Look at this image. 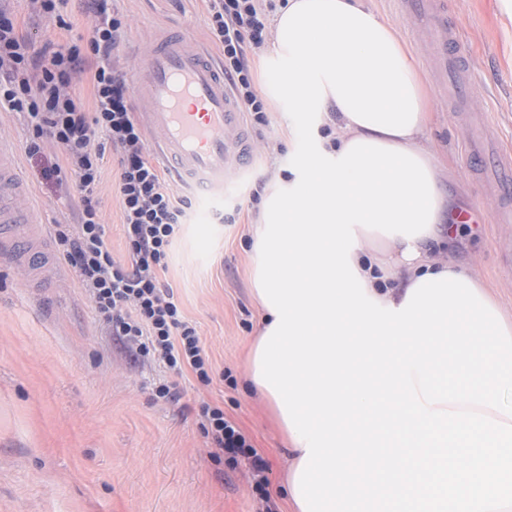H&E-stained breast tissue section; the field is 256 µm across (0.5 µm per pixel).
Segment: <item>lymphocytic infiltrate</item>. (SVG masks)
Segmentation results:
<instances>
[{"mask_svg":"<svg viewBox=\"0 0 512 512\" xmlns=\"http://www.w3.org/2000/svg\"><path fill=\"white\" fill-rule=\"evenodd\" d=\"M211 40L224 55V77L250 120L266 124L267 103L257 90L250 59L267 41L263 0H203ZM92 18L88 39L59 47L33 46L18 33L16 18L0 10V105L25 113L32 129L28 152L42 140L60 148L65 163L51 175L76 176L77 221L55 228L65 261L77 272L96 318L137 358L161 363L167 373L152 389L154 399H177L176 380L192 373L200 384L213 371L202 338L188 322L173 289L160 273L170 247L191 219L192 202L169 188L152 161L146 138L115 62L125 34L122 17L106 0H84ZM89 73L91 98L76 92L73 81ZM118 157L117 193L121 202L126 259H116L107 241L94 191L106 153ZM198 425L213 448L230 458L251 461L254 488L263 512H277L267 492L268 467L223 407L201 403Z\"/></svg>","mask_w":512,"mask_h":512,"instance_id":"obj_1","label":"lymphocytic infiltrate"}]
</instances>
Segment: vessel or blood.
<instances>
[{"mask_svg": "<svg viewBox=\"0 0 512 512\" xmlns=\"http://www.w3.org/2000/svg\"><path fill=\"white\" fill-rule=\"evenodd\" d=\"M409 7L417 21L430 22L432 43L443 56L444 73L458 77L454 101L469 123V165L488 189L512 196V153L484 138L483 114L469 110L475 89L460 59L448 52L449 45L457 41L455 32L447 23H431L434 0H410ZM132 86L144 104L141 119L158 136L156 150L203 200L221 199L226 188L245 179L253 157L249 127L223 76L199 46L183 37L160 42L134 74ZM20 187L11 148L0 141L1 261L17 256L29 239V225L39 221L35 212L17 205Z\"/></svg>", "mask_w": 512, "mask_h": 512, "instance_id": "b4317fda", "label": "vessel or blood"}]
</instances>
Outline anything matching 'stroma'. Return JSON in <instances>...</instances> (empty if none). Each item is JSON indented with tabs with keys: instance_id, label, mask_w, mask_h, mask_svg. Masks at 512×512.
Listing matches in <instances>:
<instances>
[{
	"instance_id": "1",
	"label": "stroma",
	"mask_w": 512,
	"mask_h": 512,
	"mask_svg": "<svg viewBox=\"0 0 512 512\" xmlns=\"http://www.w3.org/2000/svg\"><path fill=\"white\" fill-rule=\"evenodd\" d=\"M496 0H442L441 14L455 28L456 50L477 94L471 109L488 116L489 139L512 152V31L496 16ZM403 33L432 105L430 145L442 157L441 188L455 212H467L442 253L468 267L503 311L512 316V222L499 224L501 195L484 190L467 162L468 129L439 83L443 60L428 29L414 23L399 0H370ZM127 24L119 65L140 69L155 39L178 31L215 61L201 0H114ZM20 32L41 46L66 45L90 35V21L69 0L64 23L32 15L29 0H0ZM254 166L244 183L218 202L194 201L192 226L177 237L161 278L194 323L213 365L209 386L193 374L179 380L180 398L154 400L159 367L136 361L109 336L92 312L54 227L73 221L74 201L46 170L61 163L60 149L43 141L27 150L31 130L23 113L0 108V140L14 146L25 193L36 210L34 229L53 272L34 278L23 260L0 263V512H260L246 459L214 460L198 427L201 402L222 406L269 466V491L279 512H293L279 488L290 466L288 440L267 402L247 382V356L263 312L250 285L252 226L262 204L259 188L288 178L297 148L283 104L271 106L267 125L253 128ZM118 166L107 157L95 196L114 256L125 254ZM222 223H215L216 213ZM207 225L198 244L195 226Z\"/></svg>"
}]
</instances>
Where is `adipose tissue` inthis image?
Wrapping results in <instances>:
<instances>
[{"label":"adipose tissue","instance_id":"ef3b65f1","mask_svg":"<svg viewBox=\"0 0 512 512\" xmlns=\"http://www.w3.org/2000/svg\"><path fill=\"white\" fill-rule=\"evenodd\" d=\"M267 61L275 69L271 91L296 112H321L331 132L321 143L339 155L355 139L406 149L439 181L441 168L427 145L429 127L413 59L395 25L367 0H286L273 21ZM435 217L413 239L356 227L350 258L368 296L400 306L421 277L452 272L430 249L445 239L455 217L435 192Z\"/></svg>","mask_w":512,"mask_h":512}]
</instances>
